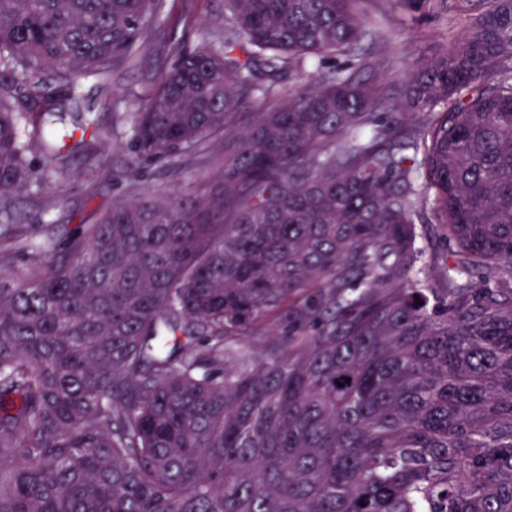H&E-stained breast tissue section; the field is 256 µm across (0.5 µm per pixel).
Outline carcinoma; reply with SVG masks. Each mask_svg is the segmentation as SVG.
<instances>
[{"label":"carcinoma","instance_id":"obj_1","mask_svg":"<svg viewBox=\"0 0 512 512\" xmlns=\"http://www.w3.org/2000/svg\"><path fill=\"white\" fill-rule=\"evenodd\" d=\"M363 2L224 0L223 41L161 40L124 174L190 150L219 184L0 252V512H512V0H372L465 22L395 100ZM163 9L0 0V211Z\"/></svg>","mask_w":512,"mask_h":512}]
</instances>
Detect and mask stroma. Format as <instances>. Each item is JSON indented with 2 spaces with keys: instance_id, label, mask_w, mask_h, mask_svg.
I'll return each instance as SVG.
<instances>
[{
  "instance_id": "stroma-1",
  "label": "stroma",
  "mask_w": 512,
  "mask_h": 512,
  "mask_svg": "<svg viewBox=\"0 0 512 512\" xmlns=\"http://www.w3.org/2000/svg\"><path fill=\"white\" fill-rule=\"evenodd\" d=\"M360 18L367 32L400 33L405 48L395 58L378 55L370 43L365 49L383 71L392 70L403 76L414 70V50H427L442 41L446 27L457 31L463 27L461 21L454 19L446 24L431 21L403 33L394 14L380 12L370 4L364 5ZM156 29L160 36H174L191 47L204 40L220 41L224 37V0H195L185 16L180 13L179 0H167ZM169 64V59L155 48L145 64L114 74L108 92L101 93L93 85H86L91 112L103 124L115 127L112 146L90 162L81 153H73L64 170L48 172L42 182L29 184L14 194L11 210L0 212V224L11 227L9 238L0 239V250L21 245L36 233L65 244L85 216L103 213L119 201L135 197V188L122 172L130 148L125 118L137 111L153 89L157 74ZM141 171L145 187L160 188L172 195L214 177L218 168L201 164L197 155L186 152L178 166L153 161L142 164Z\"/></svg>"
}]
</instances>
